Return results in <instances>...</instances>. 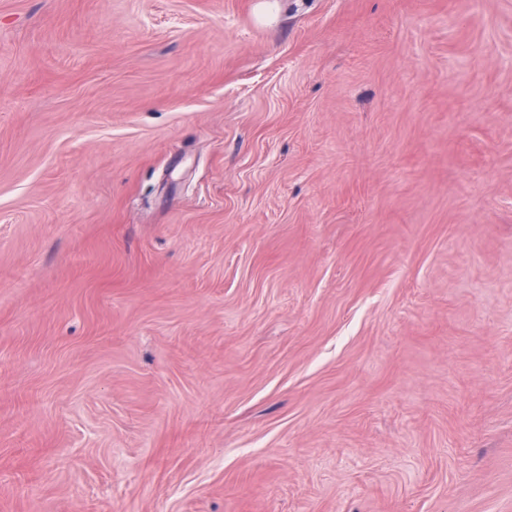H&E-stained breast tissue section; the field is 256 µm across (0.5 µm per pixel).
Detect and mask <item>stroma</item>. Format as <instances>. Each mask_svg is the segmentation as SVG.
<instances>
[{
    "label": "stroma",
    "instance_id": "obj_1",
    "mask_svg": "<svg viewBox=\"0 0 512 512\" xmlns=\"http://www.w3.org/2000/svg\"><path fill=\"white\" fill-rule=\"evenodd\" d=\"M0 512H512V0H0Z\"/></svg>",
    "mask_w": 512,
    "mask_h": 512
}]
</instances>
